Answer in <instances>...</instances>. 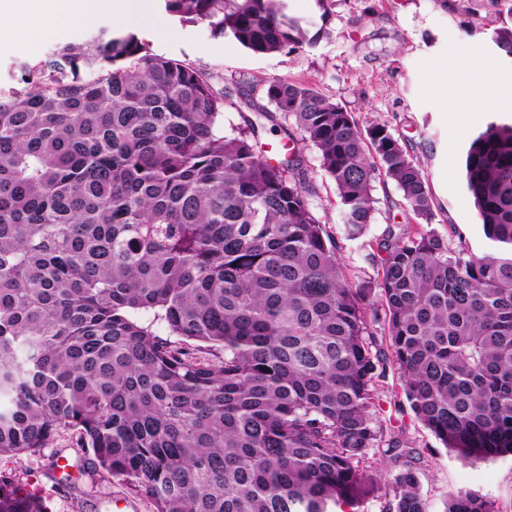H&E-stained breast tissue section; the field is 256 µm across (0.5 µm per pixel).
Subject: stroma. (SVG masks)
I'll use <instances>...</instances> for the list:
<instances>
[{"instance_id":"1","label":"stroma","mask_w":512,"mask_h":512,"mask_svg":"<svg viewBox=\"0 0 512 512\" xmlns=\"http://www.w3.org/2000/svg\"><path fill=\"white\" fill-rule=\"evenodd\" d=\"M309 45L288 54H252L227 36L212 35L204 24H183L159 5L151 21L134 33L154 53L223 74L239 90L236 107L224 111L225 125L240 122L238 104L260 97L264 81L284 78L316 87L358 121L386 122L409 149L427 178L433 198L432 226L456 229L473 251L486 245L465 181V153L492 117H512V58L502 56L492 35L512 24V0H286ZM85 27L66 23L22 46L0 47V87L11 85V65L36 61L49 50L81 38ZM480 61V70L470 68ZM461 98L462 111L448 101ZM306 177L315 189L321 221L336 238L339 256L354 287L377 278L374 244L388 229L413 227L392 181L377 183L375 214L363 235L349 237L332 180L317 152L303 148ZM373 421L379 430L367 467L383 475L414 469L431 512H443L449 491L463 488L486 497L495 512H512V455L474 467L458 461L415 417L401 387L400 371L387 363L376 384ZM67 459L69 472L56 466ZM0 470L27 489L38 490L51 512H155L152 501L120 477L98 469L94 456L77 447L71 432L57 434L36 455L0 457Z\"/></svg>"}]
</instances>
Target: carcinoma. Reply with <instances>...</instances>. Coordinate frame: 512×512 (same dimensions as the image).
Returning a JSON list of instances; mask_svg holds the SVG:
<instances>
[{
	"instance_id": "carcinoma-1",
	"label": "carcinoma",
	"mask_w": 512,
	"mask_h": 512,
	"mask_svg": "<svg viewBox=\"0 0 512 512\" xmlns=\"http://www.w3.org/2000/svg\"><path fill=\"white\" fill-rule=\"evenodd\" d=\"M161 2L254 54L312 44L285 0ZM492 40L512 58V29ZM223 82L114 26L20 65L0 94V457L71 431L155 512H358L381 484L388 512H430L414 470L364 466L372 346L380 325L412 411L458 460L512 454V123L466 150L476 253L431 227L423 170L385 123L273 78L274 111L245 102L226 135ZM261 118L316 149L350 235L382 177L424 220L377 241L379 303L349 283L299 149L256 150ZM0 512L49 510L1 474ZM444 512L495 510L457 490Z\"/></svg>"
}]
</instances>
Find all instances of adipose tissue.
Listing matches in <instances>:
<instances>
[{
    "label": "adipose tissue",
    "instance_id": "obj_1",
    "mask_svg": "<svg viewBox=\"0 0 512 512\" xmlns=\"http://www.w3.org/2000/svg\"><path fill=\"white\" fill-rule=\"evenodd\" d=\"M105 10L133 23L144 19L145 0H0V40L27 34L33 25L49 30L68 21L91 26Z\"/></svg>",
    "mask_w": 512,
    "mask_h": 512
}]
</instances>
